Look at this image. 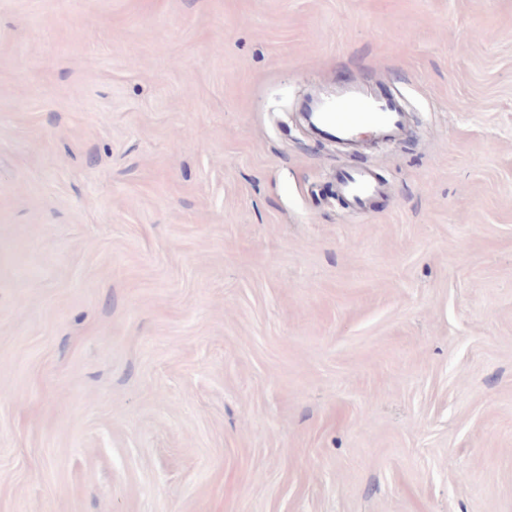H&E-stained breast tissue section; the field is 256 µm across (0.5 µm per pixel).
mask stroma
Masks as SVG:
<instances>
[{
	"instance_id": "35a3bbf8",
	"label": "stroma",
	"mask_w": 512,
	"mask_h": 512,
	"mask_svg": "<svg viewBox=\"0 0 512 512\" xmlns=\"http://www.w3.org/2000/svg\"><path fill=\"white\" fill-rule=\"evenodd\" d=\"M0 512H512V0H0ZM314 123L327 136L341 143H357L359 130H367L377 142L391 143L408 134L406 112L394 98L380 97L365 88L342 93L328 103L312 102ZM336 188L353 212H371L374 198L382 191V184L368 169L341 168L336 171Z\"/></svg>"
}]
</instances>
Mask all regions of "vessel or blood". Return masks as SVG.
Returning <instances> with one entry per match:
<instances>
[{"instance_id": "b4317fda", "label": "vessel or blood", "mask_w": 512, "mask_h": 512, "mask_svg": "<svg viewBox=\"0 0 512 512\" xmlns=\"http://www.w3.org/2000/svg\"><path fill=\"white\" fill-rule=\"evenodd\" d=\"M309 110L325 135L347 145L355 144L362 130L383 143L401 140L408 133L400 102L365 88L346 91L328 103H311ZM336 188L353 212L367 214L374 198L381 193L382 184L371 170L341 168L336 172Z\"/></svg>"}]
</instances>
